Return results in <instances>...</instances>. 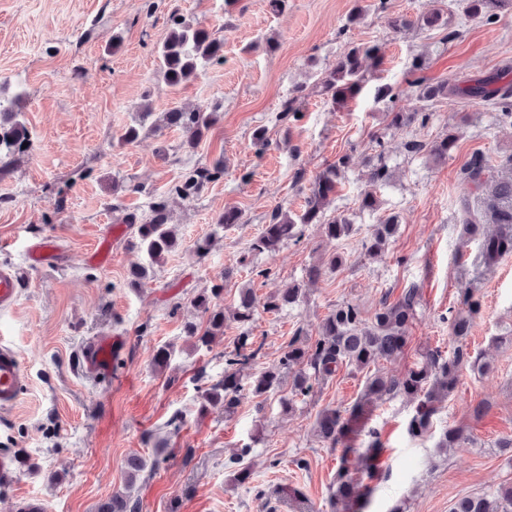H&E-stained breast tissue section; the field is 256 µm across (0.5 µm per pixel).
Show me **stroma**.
<instances>
[{"label": "stroma", "mask_w": 512, "mask_h": 512, "mask_svg": "<svg viewBox=\"0 0 512 512\" xmlns=\"http://www.w3.org/2000/svg\"><path fill=\"white\" fill-rule=\"evenodd\" d=\"M354 3L288 0L277 13L269 0H237L231 7L225 0H0V81L23 94L34 144L0 179V266L21 271L17 306L0 314V341L17 351L25 375L17 405L0 410V450L34 463L18 468L14 483L0 484V512H17L28 495L45 499L49 512H98L112 492L127 487L139 512H329L338 454L315 437L314 421L324 408L353 405L363 373L342 370L289 415L276 391L260 399L243 394L229 416L200 409L199 376H223L224 354L242 332L231 314L243 288L253 291L250 331L265 340L253 365L258 371L278 360L295 329L316 333L336 304L353 301L371 312L417 286L422 307L405 353L383 365L398 375L420 349H450L446 315L458 303V288L469 285L480 301L471 349L492 369L463 372L434 426L461 428L473 444L438 456L433 439L408 435L412 406L405 398L378 403L368 423L381 430L386 451L366 512H390L401 501L408 512H450L460 497L512 483V464L495 447L512 435V344L497 341L512 328V254L493 269L479 266L458 212L470 192L462 168L481 153L500 175L512 156V126L499 124L490 107L451 95L435 104L426 124L396 128L374 98L378 84H403L418 55L432 82L464 85L496 76L512 83V8L486 25L466 17L461 0H387L385 11L368 12L351 26ZM444 7L457 32L448 42L414 28L400 35L391 29L395 19L412 21ZM176 12L224 37L223 63L181 87L165 82L157 60ZM261 37L273 39L276 49L257 46ZM369 42L382 47L378 69L356 101L332 109L311 90L315 73L348 46ZM300 85L310 89L301 120L276 124L281 103ZM146 91L157 113L215 104L217 123L193 150L183 148V134L174 128L118 143ZM261 126L271 145L259 153L252 135ZM449 129L457 147L447 160L433 164L406 155V141H431ZM375 135L385 142L393 177L379 211L369 213L361 210L359 194ZM162 145L164 159L156 155ZM347 152L352 166L334 205L354 235L330 240L312 224L275 253H250L270 212L279 206L301 211L322 164ZM219 161L223 174L197 197L169 196L186 172ZM130 182L141 192H113L114 184ZM164 194L180 246L154 265L132 247V227L116 217L143 219L153 197ZM227 207L241 209L246 223L219 226L216 218ZM389 214L399 217L395 240L383 257L365 256L363 239ZM46 236L57 238L63 261L28 267L26 246ZM207 236L212 246L197 256L195 244ZM106 237L110 263L88 262ZM335 253L342 266L308 283V269ZM136 266L149 273L134 287L129 273ZM262 268L269 277L259 276ZM294 283L306 285L303 301L267 312V296ZM216 284L224 287V334L198 350L184 333L185 322L198 318L190 301ZM94 336H121L126 344L111 371L92 377L82 371L81 351ZM162 347L172 357L161 370L153 359ZM478 405L485 411L477 417ZM159 442L166 445L164 462L127 486L128 458L153 455ZM246 446L250 477L240 483L227 460Z\"/></svg>", "instance_id": "35a3bbf8"}]
</instances>
